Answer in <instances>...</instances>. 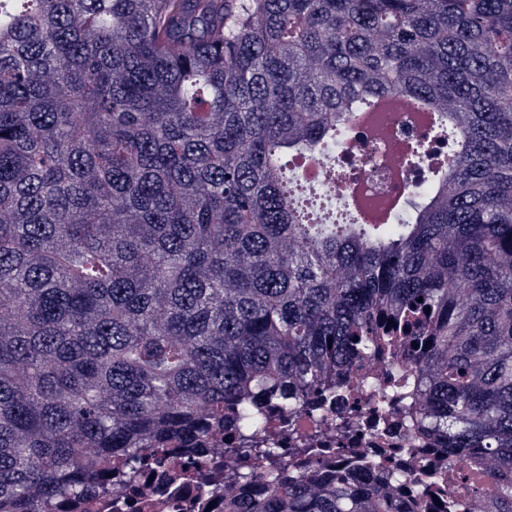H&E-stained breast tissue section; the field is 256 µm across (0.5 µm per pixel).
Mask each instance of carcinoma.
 Here are the masks:
<instances>
[{
  "label": "carcinoma",
  "mask_w": 512,
  "mask_h": 512,
  "mask_svg": "<svg viewBox=\"0 0 512 512\" xmlns=\"http://www.w3.org/2000/svg\"><path fill=\"white\" fill-rule=\"evenodd\" d=\"M393 95L440 160L387 222L319 223L292 161ZM401 348L497 483L471 512H512V0H0V512L226 416L270 473L224 512H399L386 469L284 479L262 408L355 381L385 417L364 367ZM378 109L385 112H414L425 124L433 125L436 122V113L404 97L381 100Z\"/></svg>",
  "instance_id": "carcinoma-1"
}]
</instances>
